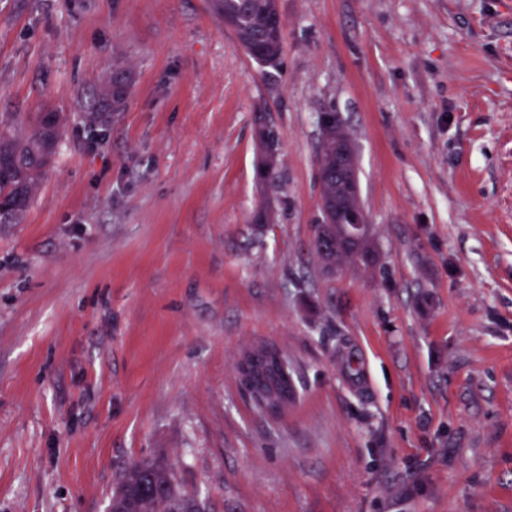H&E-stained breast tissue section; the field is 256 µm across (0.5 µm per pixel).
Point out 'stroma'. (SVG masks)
<instances>
[{"mask_svg": "<svg viewBox=\"0 0 512 512\" xmlns=\"http://www.w3.org/2000/svg\"><path fill=\"white\" fill-rule=\"evenodd\" d=\"M210 3L0 0V122L63 120L0 224V512H108L150 459L206 512H512V0H278L270 72ZM323 112L371 270L313 245ZM256 344L285 415L241 388ZM110 85V86H109ZM128 94L127 80L121 71L112 73V78L105 84L98 97V112L117 110L125 102ZM342 119L334 112H325L320 117V127L323 139V151L321 155H328L325 134L327 132L336 141V133L344 135L341 140L340 161L346 167H350L355 160V150L351 139L346 136L342 127ZM326 173L320 175L321 193L325 192L329 199L345 202L349 196L358 197L357 164L352 165L348 170L336 172V160L327 161Z\"/></svg>", "mask_w": 512, "mask_h": 512, "instance_id": "stroma-1", "label": "stroma"}]
</instances>
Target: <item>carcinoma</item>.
<instances>
[{
    "label": "carcinoma",
    "instance_id": "obj_1",
    "mask_svg": "<svg viewBox=\"0 0 512 512\" xmlns=\"http://www.w3.org/2000/svg\"><path fill=\"white\" fill-rule=\"evenodd\" d=\"M214 12L231 29L244 51L265 69L277 67L282 50V20L277 0H213ZM128 94L127 80L120 71L112 73L108 85L98 97V111L116 110L122 106ZM321 133L331 136L345 134L340 117L326 112L320 117ZM62 120L55 112L38 115L33 126L18 130L0 125V224H17L28 209L38 177L50 164L57 146L46 147L45 141L59 142ZM321 191L328 198L345 202L348 197L359 196L357 165L348 170L336 171V161L327 162L326 173L320 176ZM324 223L317 224L314 246L323 268L332 265L339 268L354 267L372 261L378 249L370 235L348 244L343 225L355 220L353 211L343 207L321 214ZM252 380L247 384L255 402L274 411L278 401L292 395V384L282 375L280 354L263 348L255 366L251 368ZM168 472L158 462H142L131 467L123 480L135 483L145 480L151 492L168 491L167 508L182 512H198L197 501L181 495L176 486L164 488Z\"/></svg>",
    "mask_w": 512,
    "mask_h": 512
}]
</instances>
